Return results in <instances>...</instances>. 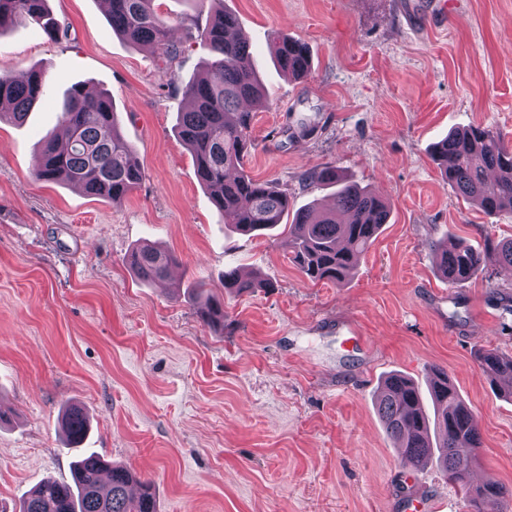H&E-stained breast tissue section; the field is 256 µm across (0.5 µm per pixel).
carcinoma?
Masks as SVG:
<instances>
[{"label": "carcinoma", "mask_w": 512, "mask_h": 512, "mask_svg": "<svg viewBox=\"0 0 512 512\" xmlns=\"http://www.w3.org/2000/svg\"><path fill=\"white\" fill-rule=\"evenodd\" d=\"M196 15L184 25L185 41L203 45L209 59L200 75L182 87L190 106L178 116V135L193 155L196 175L224 221L244 234L270 230L290 211L288 193L243 173L252 145V112L269 103V93L251 64V46L237 29L236 18L224 11V0H189ZM112 31L136 45H154L170 59L179 53L171 43V27L158 12L156 0H110ZM35 23L51 36L58 23L48 0H0V33L21 23ZM272 47L280 67L295 79L310 70L306 43L280 32L272 33ZM45 71L31 67L0 73V120L23 122L45 96ZM68 144L57 148L47 138L39 150L35 175L49 182L77 183L87 194L122 203L142 182L144 173L133 149L119 130L109 93L88 94L72 86L61 112ZM442 176L488 215L512 212V148L490 129L471 126L448 135L433 148ZM306 179L337 186L335 207L301 209L293 214L288 237L281 246L312 282H344L388 223L390 209L374 193L341 182L338 170L325 166ZM436 265L448 282H465L489 265L512 270V239L486 242L476 249L464 240L433 244ZM177 258L152 245L134 249L130 267L145 282L163 280ZM224 287L239 292L269 288L271 284L244 279L233 270L224 273ZM203 321L224 324V306L210 300L200 309ZM479 367L486 378L512 380V356L494 350L481 352ZM433 415H428L417 384L401 373L388 374L380 384L377 411L386 433L401 451L404 463L421 470L434 461L449 482L464 491L467 512H509L512 490L499 484L472 485L481 430L472 410L448 374L433 368L429 378ZM61 428L69 447L85 440L90 423L78 405L67 408ZM101 456L79 453L71 462L69 481L46 479L19 503L18 512H157L153 484L142 482L144 493L128 490L131 473L112 466L110 482L99 481Z\"/></svg>", "instance_id": "cac0c4a2"}]
</instances>
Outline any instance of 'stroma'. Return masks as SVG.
Instances as JSON below:
<instances>
[{"label":"stroma","instance_id":"1","mask_svg":"<svg viewBox=\"0 0 512 512\" xmlns=\"http://www.w3.org/2000/svg\"><path fill=\"white\" fill-rule=\"evenodd\" d=\"M180 53L113 33L103 0H49L56 36L19 24L0 36V73L46 71L45 101L0 122V504L69 478L58 420L90 417L87 447L154 485L158 512H464L434 466L410 473L375 406L383 377L425 384L444 369L478 420L475 474L512 487V399L479 352L512 354V273L456 285L430 245L512 237L441 175L433 147L481 125L512 144V0H224L269 94L244 171L294 208L334 202L308 172L335 166L391 207L340 285L311 283L280 245L224 224L176 133L181 87L206 56L181 40L187 0H157ZM305 42L311 70H281L270 34ZM108 92L144 172L120 204L34 176L40 140L61 132L65 92ZM149 242L178 257L149 284L127 264ZM267 291H225L224 272ZM224 326L197 312L200 289Z\"/></svg>","mask_w":512,"mask_h":512}]
</instances>
